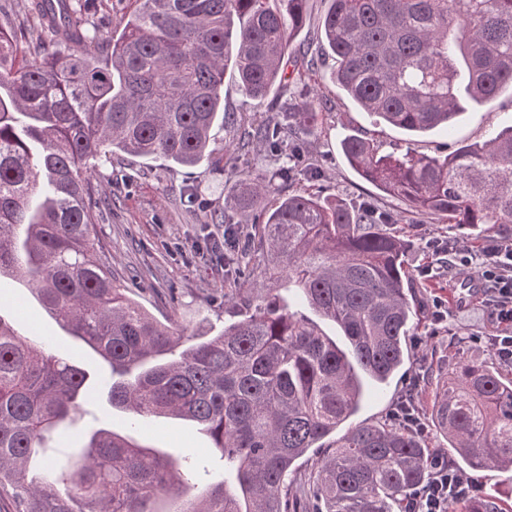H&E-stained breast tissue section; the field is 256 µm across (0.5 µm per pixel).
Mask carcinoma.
<instances>
[{
  "label": "carcinoma",
  "instance_id": "carcinoma-1",
  "mask_svg": "<svg viewBox=\"0 0 512 512\" xmlns=\"http://www.w3.org/2000/svg\"><path fill=\"white\" fill-rule=\"evenodd\" d=\"M0 19V278L22 283L60 327L108 363L112 407L196 424L235 483L202 485L175 460L109 429L78 455L72 440L97 392L91 374L21 333L0 310V496L14 512H400L427 482L436 453L412 426L359 424L365 379L383 383L409 358L416 316L398 219L314 188L279 193L296 166L244 174L235 207L257 212L248 244L264 275L286 279L301 302L333 322L341 347L276 294L224 299L237 320L193 337L149 314L94 255L88 162L115 151L196 167L212 164L231 74L259 104L285 86L307 0H136L106 34L64 0ZM319 42L330 79L359 110L413 136L451 126L467 103L512 92V0H328ZM317 97L243 128L273 157L303 154ZM347 163L420 218L479 243L512 239V124L450 154L383 153L341 142ZM248 249L234 239L224 263L241 275ZM435 424L464 474L512 473V376L465 357L434 402ZM318 458L306 480L297 462ZM497 494L464 512H500Z\"/></svg>",
  "mask_w": 512,
  "mask_h": 512
}]
</instances>
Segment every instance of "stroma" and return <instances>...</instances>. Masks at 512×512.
Listing matches in <instances>:
<instances>
[{"mask_svg": "<svg viewBox=\"0 0 512 512\" xmlns=\"http://www.w3.org/2000/svg\"><path fill=\"white\" fill-rule=\"evenodd\" d=\"M327 62H319L307 72L302 84L287 94L273 93L262 104L246 98L234 80L224 82V105L238 115H260L269 108H281L304 93L319 94L327 103L320 112L318 133L308 138V157L315 159V184L329 196L348 202L370 201L401 212L403 205L386 196L351 169L340 152L343 138L355 135L376 141L382 151L401 152L413 147L419 153L444 155L463 144L483 142L492 128L512 124V94L503 93L481 106L468 110L446 130H437L407 142L396 128L376 123L374 117L343 107L340 92L329 78ZM236 127L216 131L214 147L222 152L219 168L180 167L160 160L116 152L111 160L91 165L90 179L100 206L92 237L97 256L105 258L117 283L162 322H174L188 336H212L234 317L224 307V298L236 288L255 287L261 280L263 256H256L249 280L236 278L224 266L222 254L210 250V239H223L224 227L212 223V216L226 215L249 230L251 216L234 211L231 202L237 190L234 169L273 168L275 160L264 145L251 143L242 152H225L228 142H239ZM196 195H189V188ZM410 247L406 267L420 301L419 324L409 333L411 355L401 375L386 385H370L352 424L388 421L408 387L420 394L419 409L431 417L433 401L458 356L496 367L500 361L491 341L497 334L488 309L480 298L469 296L452 301L459 272L438 266L428 244L457 236L449 224H413L408 228ZM17 298L25 302L21 327L32 326L39 338L48 340L56 354L93 371L107 373L88 350L68 336L30 295L27 288L4 278L0 280V301ZM445 302L443 321L431 315L433 300ZM101 428L133 438L173 458H207V482L227 479L224 463L209 455L211 442L197 427L177 419L150 416L131 418L112 409L105 395H96L91 407Z\"/></svg>", "mask_w": 512, "mask_h": 512, "instance_id": "1", "label": "stroma"}]
</instances>
